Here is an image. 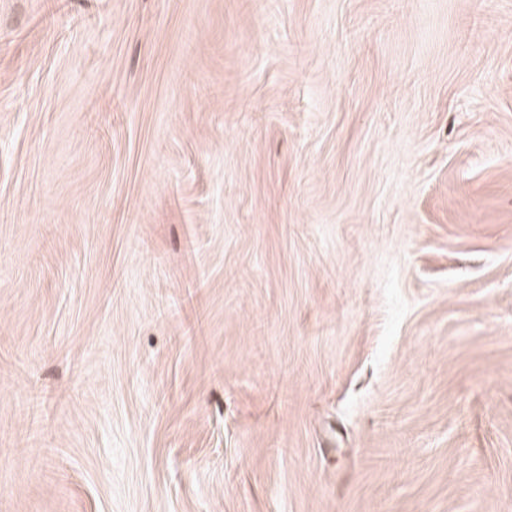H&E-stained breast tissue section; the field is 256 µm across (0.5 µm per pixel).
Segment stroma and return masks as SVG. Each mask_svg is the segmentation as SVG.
I'll use <instances>...</instances> for the list:
<instances>
[{
    "label": "stroma",
    "instance_id": "35a3bbf8",
    "mask_svg": "<svg viewBox=\"0 0 512 512\" xmlns=\"http://www.w3.org/2000/svg\"><path fill=\"white\" fill-rule=\"evenodd\" d=\"M0 512H512V0H0Z\"/></svg>",
    "mask_w": 512,
    "mask_h": 512
}]
</instances>
